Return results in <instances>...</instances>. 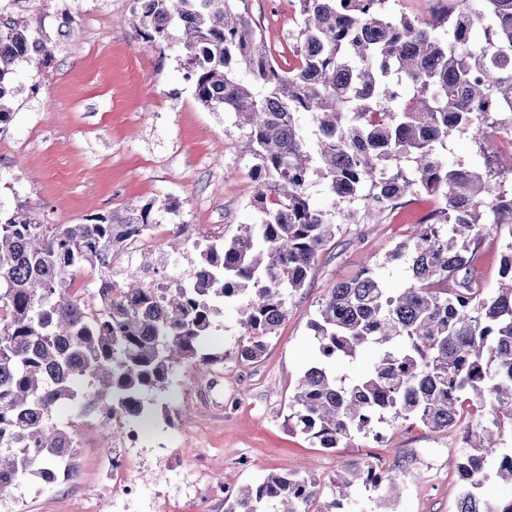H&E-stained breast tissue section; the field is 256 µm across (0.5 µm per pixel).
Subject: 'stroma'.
I'll return each mask as SVG.
<instances>
[{
    "instance_id": "1",
    "label": "stroma",
    "mask_w": 512,
    "mask_h": 512,
    "mask_svg": "<svg viewBox=\"0 0 512 512\" xmlns=\"http://www.w3.org/2000/svg\"><path fill=\"white\" fill-rule=\"evenodd\" d=\"M96 2L47 0L29 19L49 36L54 60L44 72L16 68L23 91L0 131V208L25 206L58 225L84 224L132 202L169 204L163 226L181 227L185 246L171 252L160 237L147 266L153 277L185 281L196 238L229 237L252 221L250 146L231 114L195 99L179 47L147 42L134 28V0ZM245 8L278 64H293L296 0H246ZM434 207L416 197L383 223L343 225L320 251L306 288L289 297L288 316L257 362L239 360L244 329L237 304L225 301L206 345L223 362L205 373L177 367L150 397L151 424L122 451L135 496L112 479L111 420L61 404L51 421L75 432L74 476L43 487L26 477L0 491V512H224L212 485H253L270 472L325 480L363 460L400 470L403 489L390 497L358 488L345 512H453L463 489L460 431L383 423L326 450L286 425L288 398L317 358L309 323L328 288L368 261L382 264L388 287H405L404 266L385 256Z\"/></svg>"
}]
</instances>
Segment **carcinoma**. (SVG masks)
Returning a JSON list of instances; mask_svg holds the SVG:
<instances>
[{
    "instance_id": "carcinoma-1",
    "label": "carcinoma",
    "mask_w": 512,
    "mask_h": 512,
    "mask_svg": "<svg viewBox=\"0 0 512 512\" xmlns=\"http://www.w3.org/2000/svg\"><path fill=\"white\" fill-rule=\"evenodd\" d=\"M243 2L135 0L133 12L147 41L181 45L196 100L234 114L252 148V223L206 244L203 277L153 288L133 275L85 298L72 292L81 270L106 269L112 253L162 223L152 203L55 227L0 215V491L45 469L73 476L75 434L49 421L64 401L147 424L146 395L165 389L176 367L222 360L202 343L225 300L240 302L238 358H261L287 318V296L306 287L340 225L362 211L392 216L424 193L434 210L387 255L405 261L408 286L387 287L379 264L328 289L310 322L319 357L287 421L325 449L388 420L438 432L463 425L454 512H512V494L479 493L488 456L512 432V196L491 167L447 159L454 133L481 148L491 127L512 128V0L451 4L431 20L396 14L389 0H296L297 65L287 71ZM53 57L46 35L0 18V125L19 93L15 66ZM313 178L331 207L312 201ZM491 230L506 244L499 286L487 291L478 259ZM368 348L373 360L358 378L336 373ZM496 476L512 487V454L498 458ZM361 485L394 492L399 481L356 463L329 478L332 499L314 509L320 479L271 473L224 495L225 512H336Z\"/></svg>"
}]
</instances>
